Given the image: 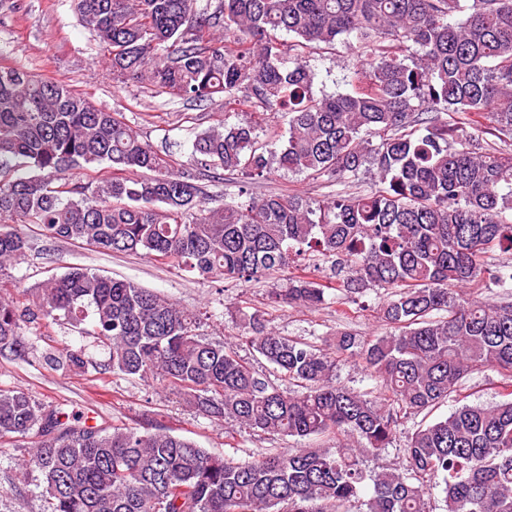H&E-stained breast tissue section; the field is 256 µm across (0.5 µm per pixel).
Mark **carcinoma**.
Here are the masks:
<instances>
[{"instance_id": "cac0c4a2", "label": "carcinoma", "mask_w": 512, "mask_h": 512, "mask_svg": "<svg viewBox=\"0 0 512 512\" xmlns=\"http://www.w3.org/2000/svg\"><path fill=\"white\" fill-rule=\"evenodd\" d=\"M108 53L112 79L224 108L196 135L192 159L249 178L280 170L340 183L366 170L365 195L312 201L267 195L206 205L195 175L175 169L170 146L141 138L116 113L20 65H0V275L31 249L14 225L97 249L142 254L202 279L258 281L299 256L330 261L288 276L272 298L320 309L328 290L349 298L387 292L389 331L337 333L326 347L238 310L253 351L290 389L256 371L231 342L199 333L200 319L129 280L71 267L32 285L35 301L0 300V352L52 318L80 325L109 353L112 372L157 379L200 414L279 438L336 436L334 448L268 451L258 460L212 454L162 428L90 426L22 389H0V437H38L31 464L47 512H512V0H74ZM292 36L286 44L272 34ZM353 37L369 56L345 94L316 95L305 50ZM270 112L288 117L278 149L256 140ZM470 130H465V127ZM106 164L83 183L74 170ZM474 282L503 297L459 300ZM382 382L373 396L336 383L339 358ZM505 377L503 399L460 404L468 377ZM447 417L407 435L399 466L369 471L368 454L395 440L398 415ZM364 443L350 448L344 439Z\"/></svg>"}]
</instances>
